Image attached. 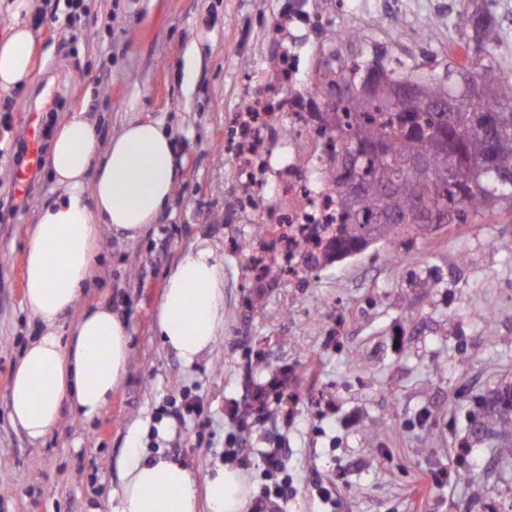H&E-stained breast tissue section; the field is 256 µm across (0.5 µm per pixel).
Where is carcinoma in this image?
<instances>
[{"mask_svg":"<svg viewBox=\"0 0 512 512\" xmlns=\"http://www.w3.org/2000/svg\"><path fill=\"white\" fill-rule=\"evenodd\" d=\"M491 26L486 19L475 22L476 33H486L480 42L490 57L480 69L464 77L450 61L446 81L420 85L395 107L382 96L365 95L362 83L411 82L416 79L411 71L376 63L360 83L359 69L351 71L338 59L336 68L323 73L322 80L336 89V104L321 128L339 141L328 161L335 165L356 153L353 174L365 188L353 195L327 180L343 220L315 260L392 238L415 226L414 212L432 200L444 205L449 224L467 218L478 224L489 214L512 213V81L496 65ZM489 124L499 127L492 149L482 133ZM415 158L425 160L424 173L410 169ZM488 418L512 429V387L492 404Z\"/></svg>","mask_w":512,"mask_h":512,"instance_id":"obj_1","label":"carcinoma"}]
</instances>
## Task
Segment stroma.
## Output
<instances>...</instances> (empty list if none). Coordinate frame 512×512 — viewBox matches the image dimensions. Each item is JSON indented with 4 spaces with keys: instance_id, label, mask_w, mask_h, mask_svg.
<instances>
[{
    "instance_id": "35a3bbf8",
    "label": "stroma",
    "mask_w": 512,
    "mask_h": 512,
    "mask_svg": "<svg viewBox=\"0 0 512 512\" xmlns=\"http://www.w3.org/2000/svg\"><path fill=\"white\" fill-rule=\"evenodd\" d=\"M36 0L35 79L0 94V512H108L129 444L197 475L222 464L237 438L252 491L264 455L286 450L287 497L268 512H512V438L482 425L483 399L512 385V217L420 225L329 263L297 255L298 273L254 277L247 252L275 256L258 226L287 207L294 112H320L307 83L331 59L354 57L417 74L447 61L470 68L473 15L488 10L512 78V0ZM356 33L338 41L337 32ZM279 112L257 208L229 148L238 112L257 99ZM40 111L38 143L85 112L102 139L129 119L156 121L179 145L180 174L158 223L134 242L101 231L93 279L59 323L112 305L131 352L106 411L86 422L64 412L43 443L9 419L12 369L42 326L24 304L23 252L35 212L59 190L47 167L26 188L17 173L30 141L23 107ZM200 238L224 266V334L183 365L157 333L167 275ZM399 248L393 264L386 254ZM287 374L291 411L256 422L251 398ZM197 405L185 421L173 402ZM336 495L323 502L319 483Z\"/></svg>"
}]
</instances>
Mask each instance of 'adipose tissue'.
<instances>
[{
  "label": "adipose tissue",
  "mask_w": 512,
  "mask_h": 512,
  "mask_svg": "<svg viewBox=\"0 0 512 512\" xmlns=\"http://www.w3.org/2000/svg\"><path fill=\"white\" fill-rule=\"evenodd\" d=\"M12 23L0 36V91L34 76L33 0H0ZM48 166L59 189L37 209L24 250V297L44 325L17 361L8 395L9 418L31 442L53 432L63 407L93 420L124 381L130 355L125 318L110 305L86 308L69 338L56 332L92 280L101 229L133 241L156 223L179 177L172 136L154 121L132 119L108 141L84 113L57 127ZM156 325L165 347L190 365L224 332V267L209 241L195 242L168 274ZM112 512H249L244 472L214 467L204 478L178 461L148 458L131 448L120 466Z\"/></svg>",
  "instance_id": "1"
}]
</instances>
